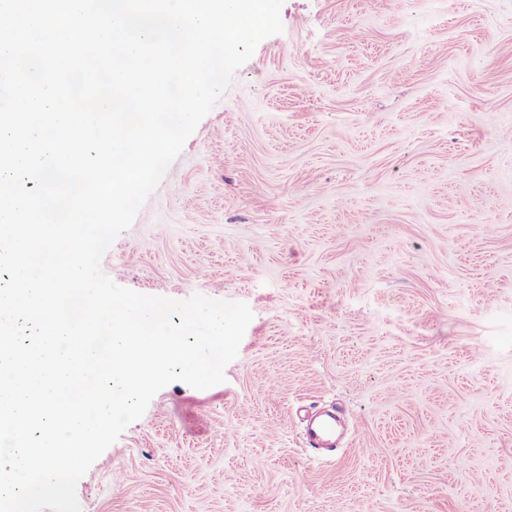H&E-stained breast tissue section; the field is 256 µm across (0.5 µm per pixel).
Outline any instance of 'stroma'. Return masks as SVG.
Here are the masks:
<instances>
[{"label": "stroma", "instance_id": "obj_1", "mask_svg": "<svg viewBox=\"0 0 512 512\" xmlns=\"http://www.w3.org/2000/svg\"><path fill=\"white\" fill-rule=\"evenodd\" d=\"M101 260L242 301L223 384L175 381L81 512H512V0H284ZM345 444L313 453L304 409Z\"/></svg>", "mask_w": 512, "mask_h": 512}]
</instances>
